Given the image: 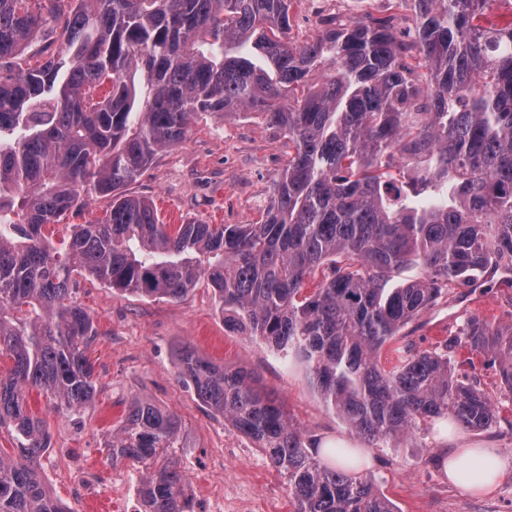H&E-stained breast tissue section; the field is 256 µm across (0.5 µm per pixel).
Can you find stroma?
Instances as JSON below:
<instances>
[{"instance_id":"obj_1","label":"stroma","mask_w":512,"mask_h":512,"mask_svg":"<svg viewBox=\"0 0 512 512\" xmlns=\"http://www.w3.org/2000/svg\"><path fill=\"white\" fill-rule=\"evenodd\" d=\"M290 13L292 34L300 40L314 36L319 20L332 15H391L402 31L410 24L409 11L394 0H292ZM287 160L282 132L256 116L209 115L193 122L184 141L160 153L126 191L151 200L167 224H254ZM71 286L73 299L98 330L89 350L95 399L83 412L70 414L51 409L38 392L28 397L49 432V448L41 459L46 485L67 512H96L111 496L115 473L139 485L138 468L113 463L104 449L136 395L180 417L184 445L174 454L188 478L193 506L225 492L237 496L246 512H294L288 484L264 452L178 380V354L187 346L218 364L253 371L306 434L357 442L349 426L325 407L303 365L284 361L262 342L225 328L206 282L179 301L118 292L86 275H74ZM468 313L492 326L512 323V288L454 289L414 334L418 349L454 332ZM456 359L460 372L476 373L500 417L499 427L491 431L464 430L466 442L500 448L512 463V392L501 385L497 367L486 365L481 355L462 348ZM446 445L435 431H420L408 446L372 449L370 472L402 512H512V466L493 493L476 495L448 483L441 466Z\"/></svg>"}]
</instances>
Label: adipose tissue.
Returning <instances> with one entry per match:
<instances>
[{
  "label": "adipose tissue",
  "instance_id": "obj_1",
  "mask_svg": "<svg viewBox=\"0 0 512 512\" xmlns=\"http://www.w3.org/2000/svg\"><path fill=\"white\" fill-rule=\"evenodd\" d=\"M458 434L456 423H449V445L442 458L443 472L449 483L472 493H491L507 466L500 449L457 445Z\"/></svg>",
  "mask_w": 512,
  "mask_h": 512
}]
</instances>
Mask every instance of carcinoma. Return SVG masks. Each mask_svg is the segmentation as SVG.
<instances>
[{
  "label": "carcinoma",
  "instance_id": "cac0c4a2",
  "mask_svg": "<svg viewBox=\"0 0 512 512\" xmlns=\"http://www.w3.org/2000/svg\"><path fill=\"white\" fill-rule=\"evenodd\" d=\"M404 2L409 40L395 16L368 14L322 18L298 43L291 0H0V429L17 441L0 455V512H64L27 396L67 412L93 401L97 330L72 298L77 269L168 300L206 280L224 325L304 364L371 447L444 417L498 425L451 353L485 355L512 393V323L470 314L426 350L408 337L456 288H512V19L491 21L495 0ZM49 22L56 47L21 60ZM241 112L288 136L259 223L166 224L124 191L196 118ZM93 193L112 196L109 215L54 247L45 227ZM411 262L423 276L388 287ZM177 378L263 450L295 512H400L373 475L327 464L248 370L185 348ZM182 447L176 414L130 400L107 451L145 470L140 512H193L170 455Z\"/></svg>",
  "mask_w": 512,
  "mask_h": 512
}]
</instances>
